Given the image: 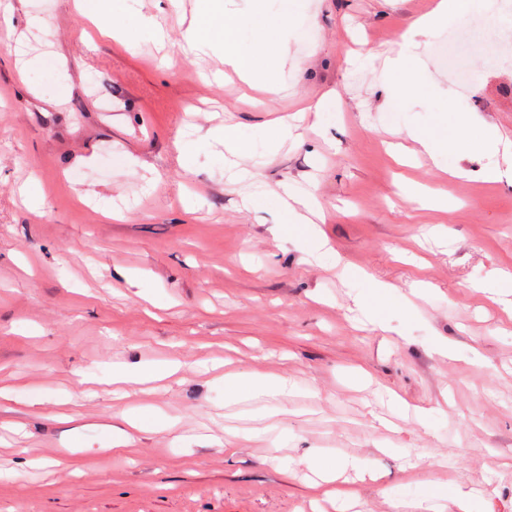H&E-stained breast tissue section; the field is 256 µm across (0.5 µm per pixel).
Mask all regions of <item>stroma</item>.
<instances>
[{"label": "stroma", "mask_w": 512, "mask_h": 512, "mask_svg": "<svg viewBox=\"0 0 512 512\" xmlns=\"http://www.w3.org/2000/svg\"><path fill=\"white\" fill-rule=\"evenodd\" d=\"M436 2L266 0L293 16L268 96L211 50L185 60L197 0H109L112 26L136 10L169 28L162 46L134 29L125 46L81 41L75 0H0V512H314L313 469L341 459L368 467L346 474L352 512L437 487L512 512V318L488 297L512 270V185L452 175L499 153L434 156L415 137L462 115L512 142L496 35L512 18L494 5L464 51L448 39L460 17L420 36L439 77L388 115L394 37ZM330 91L336 111L279 138L278 118ZM224 124L266 191L307 189L324 220L290 223L294 201L244 208L211 138ZM409 182L445 187L447 210L403 203ZM373 279L396 294L378 327L356 321ZM171 359L179 373L113 395V368ZM220 361L279 374L287 398L225 402ZM137 411L175 426L113 452Z\"/></svg>", "instance_id": "35a3bbf8"}]
</instances>
